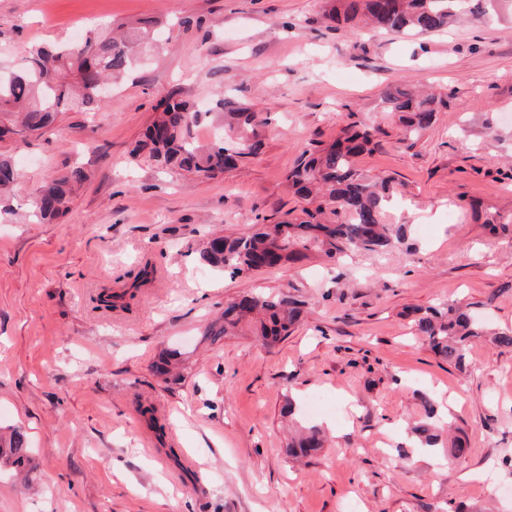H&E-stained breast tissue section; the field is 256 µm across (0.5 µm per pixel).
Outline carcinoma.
Wrapping results in <instances>:
<instances>
[{
	"label": "carcinoma",
	"mask_w": 512,
	"mask_h": 512,
	"mask_svg": "<svg viewBox=\"0 0 512 512\" xmlns=\"http://www.w3.org/2000/svg\"><path fill=\"white\" fill-rule=\"evenodd\" d=\"M326 15L335 22L356 19L393 34L414 31L440 32L469 12L474 20L489 22L502 8V0H336ZM159 21L121 23L122 32L113 33L103 24L79 42L63 46H36L28 51L23 66L6 75L0 73V140L42 133L64 108L94 112L106 105L100 84H114L128 74L142 56L158 47L153 33ZM448 106L447 97L422 96L400 85L389 86L380 96L378 109L398 120L404 139L417 140L433 125L435 113ZM216 117L214 141L202 144L192 135L202 118ZM258 113L224 98L201 112L190 99L172 93L161 100L155 116L132 150L135 157L170 170L178 176L213 180L236 166L243 158L255 156L262 146ZM386 134L381 125L353 121L342 128L327 146L305 150L288 171L287 180L295 193L311 201L298 223L279 221L258 231L236 237L208 239L201 259L209 266L231 272L258 269V262L275 256L277 264L298 260L312 251L338 259L351 248L380 251L405 243L400 225L383 223V211L395 187L390 180L374 182L357 172L354 158L371 151ZM18 177L11 157L0 153V201ZM88 179L76 166L45 182L33 197L34 216L44 222L56 221L67 211L74 190ZM300 315L299 303L279 294L256 295L224 305V323L212 328V336L234 335L244 325L262 344L271 346L286 338ZM414 325L431 351L464 372L469 366L472 341L488 337L499 348L512 349V330H492L461 307L450 304L417 313ZM424 419L412 428L419 448H437L450 423L439 417L434 402L423 398ZM323 446V433L311 426L294 438L289 451L305 457ZM0 463L19 471L29 464V448L19 430L0 435Z\"/></svg>",
	"instance_id": "obj_1"
}]
</instances>
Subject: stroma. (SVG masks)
Here are the masks:
<instances>
[{
	"mask_svg": "<svg viewBox=\"0 0 512 512\" xmlns=\"http://www.w3.org/2000/svg\"><path fill=\"white\" fill-rule=\"evenodd\" d=\"M331 5L0 0L2 72L100 21L172 28L105 108L0 141L20 172L0 222V429L23 430L34 465L24 481L0 464V512H512V350L477 340L463 373L405 315L460 301L512 329V19L379 34L328 28ZM392 83L452 96L416 142L376 110ZM173 90L260 112L259 154L210 181L132 158ZM354 120L387 129L356 168L399 189L384 221L406 225L408 246L238 274L201 260L209 236L301 217L289 169ZM75 164L89 178L66 214L33 220L35 189ZM147 261L155 279L129 310L97 308ZM284 291L302 309L284 341L209 336L226 302ZM169 350L184 370L167 384L152 365ZM317 394L340 414L309 413ZM425 395L449 409L463 457L411 447ZM311 425L324 447L291 458L294 431Z\"/></svg>",
	"mask_w": 512,
	"mask_h": 512,
	"instance_id": "35a3bbf8",
	"label": "stroma"
}]
</instances>
